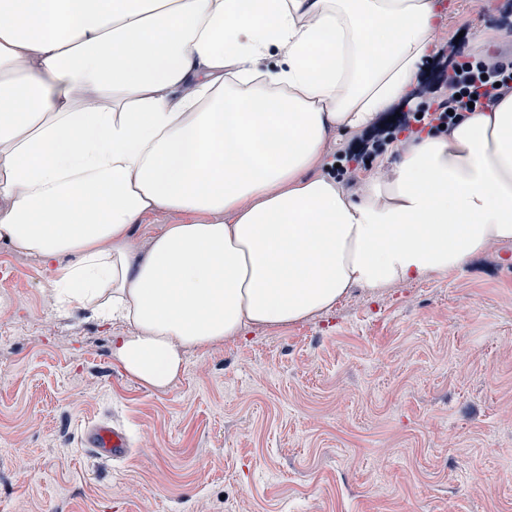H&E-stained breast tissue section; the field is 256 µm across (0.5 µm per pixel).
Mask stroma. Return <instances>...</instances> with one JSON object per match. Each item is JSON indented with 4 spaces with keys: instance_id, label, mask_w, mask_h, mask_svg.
Listing matches in <instances>:
<instances>
[{
    "instance_id": "stroma-1",
    "label": "stroma",
    "mask_w": 512,
    "mask_h": 512,
    "mask_svg": "<svg viewBox=\"0 0 512 512\" xmlns=\"http://www.w3.org/2000/svg\"><path fill=\"white\" fill-rule=\"evenodd\" d=\"M441 3L439 58L487 29L512 52V0ZM123 331L0 243V512H512V243L190 349L162 390ZM104 421L125 458L85 452Z\"/></svg>"
}]
</instances>
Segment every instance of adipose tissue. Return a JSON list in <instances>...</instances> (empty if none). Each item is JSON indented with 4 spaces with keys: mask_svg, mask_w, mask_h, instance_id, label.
Listing matches in <instances>:
<instances>
[{
    "mask_svg": "<svg viewBox=\"0 0 512 512\" xmlns=\"http://www.w3.org/2000/svg\"><path fill=\"white\" fill-rule=\"evenodd\" d=\"M437 5L0 0V240L127 323L112 354L155 389L190 348L511 243L512 91L357 189L322 172L418 86Z\"/></svg>",
    "mask_w": 512,
    "mask_h": 512,
    "instance_id": "adipose-tissue-1",
    "label": "adipose tissue"
}]
</instances>
